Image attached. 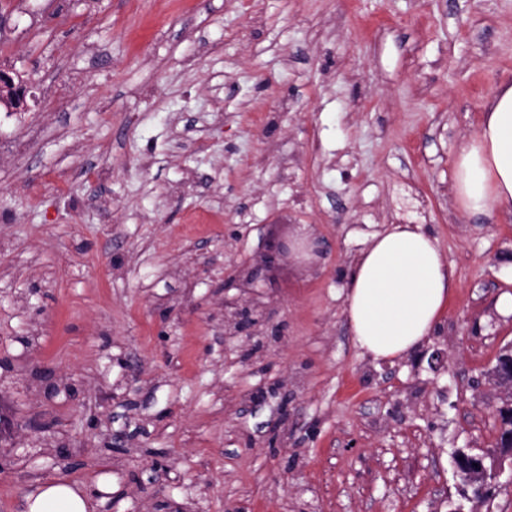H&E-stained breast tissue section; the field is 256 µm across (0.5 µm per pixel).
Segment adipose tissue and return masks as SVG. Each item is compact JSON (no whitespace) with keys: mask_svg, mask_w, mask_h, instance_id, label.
I'll return each instance as SVG.
<instances>
[{"mask_svg":"<svg viewBox=\"0 0 512 512\" xmlns=\"http://www.w3.org/2000/svg\"><path fill=\"white\" fill-rule=\"evenodd\" d=\"M454 193L468 215L512 212V84L486 106L477 134L459 148ZM454 272L421 226L392 224L373 234L346 290V312L357 343L377 361L413 351L436 328L453 292ZM27 512H93L82 484L55 479L27 495Z\"/></svg>","mask_w":512,"mask_h":512,"instance_id":"obj_1","label":"adipose tissue"}]
</instances>
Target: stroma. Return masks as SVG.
<instances>
[{
	"label": "stroma",
	"instance_id": "stroma-1",
	"mask_svg": "<svg viewBox=\"0 0 512 512\" xmlns=\"http://www.w3.org/2000/svg\"><path fill=\"white\" fill-rule=\"evenodd\" d=\"M0 64L29 91L0 112V512L50 477L96 512H512L453 460L494 448L512 349V213L453 194L512 0H0ZM389 224L455 274L391 363L345 310ZM305 229L316 265L271 261Z\"/></svg>",
	"mask_w": 512,
	"mask_h": 512
}]
</instances>
